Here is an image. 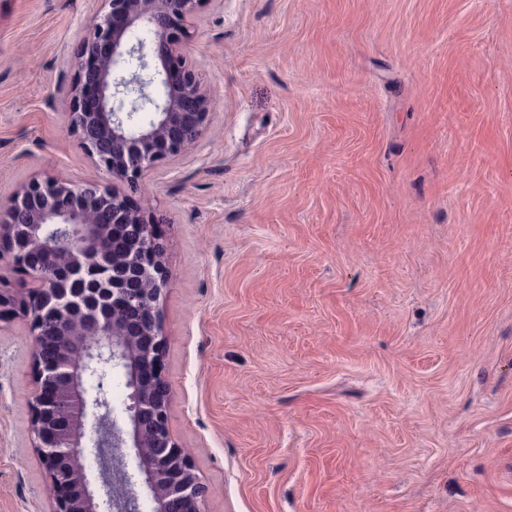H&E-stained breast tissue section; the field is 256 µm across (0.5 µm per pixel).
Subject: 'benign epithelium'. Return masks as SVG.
<instances>
[{
  "mask_svg": "<svg viewBox=\"0 0 512 512\" xmlns=\"http://www.w3.org/2000/svg\"><path fill=\"white\" fill-rule=\"evenodd\" d=\"M217 0H101L80 38L68 127L112 186L34 177L0 213V321L34 336L31 433L52 486L51 512H141L127 449L149 512H202L207 488L168 429L157 303L167 243L139 203L147 174L178 160L214 102L189 65L194 21ZM112 240V250L101 243ZM23 277L6 288L3 270ZM128 390L114 418L103 372ZM110 448L96 484L86 454Z\"/></svg>",
  "mask_w": 512,
  "mask_h": 512,
  "instance_id": "7a95c632",
  "label": "benign epithelium"
}]
</instances>
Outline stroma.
Masks as SVG:
<instances>
[{
  "instance_id": "35a3bbf8",
  "label": "stroma",
  "mask_w": 512,
  "mask_h": 512,
  "mask_svg": "<svg viewBox=\"0 0 512 512\" xmlns=\"http://www.w3.org/2000/svg\"><path fill=\"white\" fill-rule=\"evenodd\" d=\"M96 0H0V201L109 184L64 99ZM155 170L168 428L204 512H512V0H221ZM0 325V512H48Z\"/></svg>"
}]
</instances>
